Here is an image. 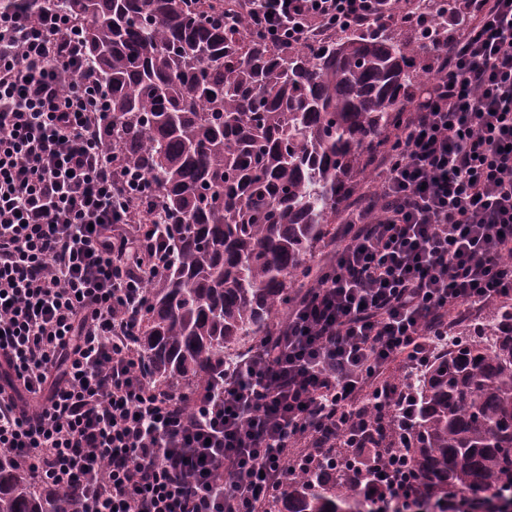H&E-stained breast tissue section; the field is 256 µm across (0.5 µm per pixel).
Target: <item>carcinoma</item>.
Masks as SVG:
<instances>
[{
    "label": "carcinoma",
    "mask_w": 512,
    "mask_h": 512,
    "mask_svg": "<svg viewBox=\"0 0 512 512\" xmlns=\"http://www.w3.org/2000/svg\"><path fill=\"white\" fill-rule=\"evenodd\" d=\"M82 26L85 71L107 92L112 161L147 188L138 223L163 250L143 271L141 363L158 385L207 381L217 357L292 300L307 260L351 184L388 143L412 89L436 77L427 32L345 30L317 45L273 46L247 19L224 27V0H24ZM397 390L415 397L406 442L417 505L448 512V488L486 501L512 489V302L448 340ZM360 471L320 463L266 512H371ZM68 492L34 486L0 457V512H81Z\"/></svg>",
    "instance_id": "1"
}]
</instances>
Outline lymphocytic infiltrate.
<instances>
[{
    "mask_svg": "<svg viewBox=\"0 0 512 512\" xmlns=\"http://www.w3.org/2000/svg\"><path fill=\"white\" fill-rule=\"evenodd\" d=\"M268 41L424 28L425 0H242ZM437 77L378 157L381 202L351 199L342 243L270 336L190 395L155 386L134 345L143 229L101 132L106 92L58 86L84 46L69 16L0 11V456L78 488L84 512H264L319 461L405 425L391 366L426 368L448 312L512 296V0L441 12ZM376 512L410 499L397 448Z\"/></svg>",
    "mask_w": 512,
    "mask_h": 512,
    "instance_id": "lymphocytic-infiltrate-1",
    "label": "lymphocytic infiltrate"
}]
</instances>
